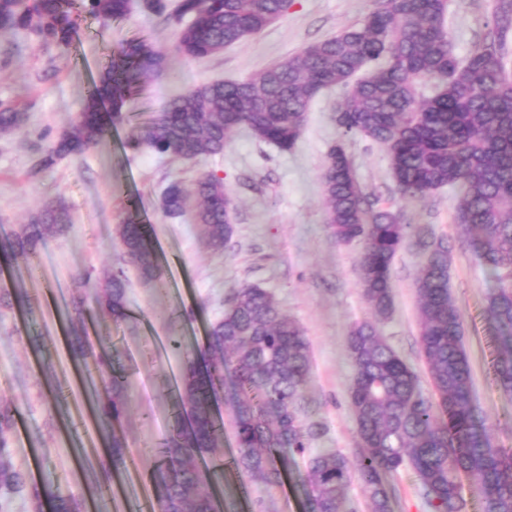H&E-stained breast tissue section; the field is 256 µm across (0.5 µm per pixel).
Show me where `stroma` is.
<instances>
[{"label": "stroma", "mask_w": 512, "mask_h": 512, "mask_svg": "<svg viewBox=\"0 0 512 512\" xmlns=\"http://www.w3.org/2000/svg\"><path fill=\"white\" fill-rule=\"evenodd\" d=\"M495 0H447L445 27L454 52L468 56L481 46ZM375 0H290L288 11L259 34L202 61L176 50L171 26L133 8L128 19L104 23L82 15L69 49L39 42L27 31L0 33V100L26 114L18 131L0 136V239L41 206L63 200L71 227L48 239L37 274L24 258L0 256V287L27 293L31 309L0 312V404L16 412L12 456L32 479L48 482L96 502L99 512H149L156 494L147 475L158 461L147 449L168 436L177 394L174 377L182 361L159 341L180 338L201 346L211 324L224 313L233 289L257 284L270 289L282 310L302 327L311 351L305 398L324 429L319 448L353 454L356 426L348 407L351 365L347 336L372 313L357 285L358 242L337 243L325 221L320 175L327 152L343 142L364 191L379 206L397 211L403 223L426 225L448 238L450 291L464 317V347L472 369L480 414L497 443L512 448V397L492 379L494 341L484 320L496 282L460 236L454 221L456 189L444 187L427 200L408 203L394 191L383 146L360 137L342 139L332 113L339 88L322 91L307 114L296 148L284 152L236 130L223 154L192 162L151 150L126 149L128 138L163 111L175 90L214 80H237L258 67L282 61L304 46L359 24ZM145 39L166 57L161 74L124 107L130 118L110 126L90 150L65 157L35 175L31 168L83 109L89 85L129 42ZM222 178L236 207L233 235L223 254L202 241L192 215H166L162 194L174 180L191 183L199 173ZM138 213L157 251L167 291L143 281L125 266L116 228ZM424 255L403 243L393 266L394 312L380 323L388 343L427 379L420 355L415 280ZM124 268L129 279L128 317L116 323L92 307L76 314L85 297L84 275ZM83 321L94 347L112 352L117 373L132 385L123 433L131 463L112 488L97 489L90 467L106 441L87 408L88 394L74 368L92 375L94 356H73L66 336ZM232 429L213 454L224 464V512H304L306 494L293 476L268 490L251 483L233 464Z\"/></svg>", "instance_id": "obj_1"}]
</instances>
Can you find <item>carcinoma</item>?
<instances>
[{"mask_svg":"<svg viewBox=\"0 0 512 512\" xmlns=\"http://www.w3.org/2000/svg\"><path fill=\"white\" fill-rule=\"evenodd\" d=\"M142 9L175 26L176 49L204 60L263 31L288 10V0H141ZM444 0H384L362 22L307 45L286 60L258 68L241 80H213L174 94L166 110L125 148L194 161L224 151L241 127L282 151L297 145L307 112L324 89L342 87L333 121L341 138L362 137L382 145L400 198L424 201L443 187L461 194L455 220L478 261L494 275L484 317L496 340L493 380L512 395V73L507 70L512 0H498L486 42L462 61L444 26ZM131 0H0V31L28 30L67 49L75 16L86 12L105 22L124 20ZM165 55L152 44H128L94 81L76 122L38 159L32 172L98 143L125 118L123 106L140 83L160 73ZM428 81L433 92L418 91ZM112 100L113 112L101 109ZM25 113L0 102V134L20 129ZM326 223L338 243L364 242L358 284L375 317L355 326L347 339L352 374L349 409L356 423L354 458L313 448L320 423L308 420L304 386L309 346L301 326L283 313L274 294L247 284L224 298V315L204 344L190 351L169 345L184 363L178 391L181 412L162 444L163 461L150 474L159 512H223L207 491L221 465L206 459L224 435L215 404L224 394V371L233 387L231 425L234 464L252 481L281 483L288 463L300 457L297 478L306 489V512H345V491L358 481L370 512H393L386 476L406 467L418 479L433 512H467L462 478L481 512H512V448L499 446L479 415L463 341V318L449 286L448 240L416 228L415 245L426 261L416 278L420 303L419 345L431 394L415 370L382 336L377 322L394 311L391 288L395 256L409 224L371 203L340 143L330 146L321 172ZM234 200L211 173L191 186L170 182L163 192L169 216L191 212L204 245L224 251L233 235ZM70 228L66 208L47 203L30 222L0 244L9 256L35 258L46 240ZM123 260L148 282L160 283L157 254L145 226L130 217L116 229ZM95 309L115 322L127 318V280L121 269L105 278L86 273ZM25 301L18 290L0 289V309ZM68 344L77 356L92 350L89 336L74 330ZM94 418L111 441L101 461V480L125 467L122 431L129 383L114 374L112 354L96 355ZM15 415L0 405V491L45 500L54 512H85L72 492L31 481L15 466L11 435Z\"/></svg>","mask_w":512,"mask_h":512,"instance_id":"cac0c4a2","label":"carcinoma"}]
</instances>
